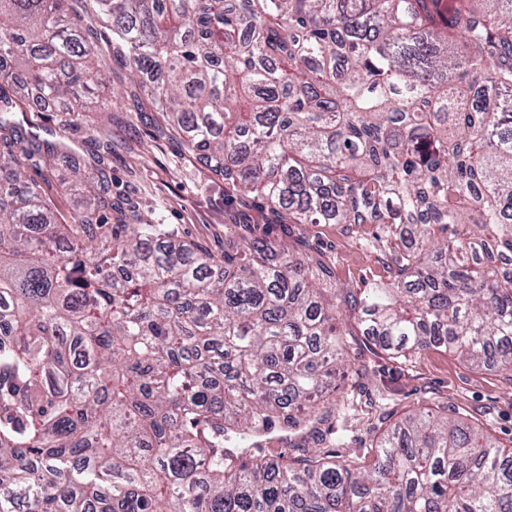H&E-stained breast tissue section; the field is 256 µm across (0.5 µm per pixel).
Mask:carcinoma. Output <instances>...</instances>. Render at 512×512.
<instances>
[{
  "label": "carcinoma",
  "instance_id": "carcinoma-1",
  "mask_svg": "<svg viewBox=\"0 0 512 512\" xmlns=\"http://www.w3.org/2000/svg\"><path fill=\"white\" fill-rule=\"evenodd\" d=\"M0 0V512H512V448L421 407L367 467L254 451L345 405L336 316L394 360L444 348L512 384V0ZM188 153L286 224H337L383 274L336 301L323 262L240 226L224 260L161 216L99 217L111 131L59 221L19 113L88 108L96 25Z\"/></svg>",
  "mask_w": 512,
  "mask_h": 512
}]
</instances>
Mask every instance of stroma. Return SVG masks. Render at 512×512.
Returning a JSON list of instances; mask_svg holds the SVG:
<instances>
[{"instance_id":"obj_1","label":"stroma","mask_w":512,"mask_h":512,"mask_svg":"<svg viewBox=\"0 0 512 512\" xmlns=\"http://www.w3.org/2000/svg\"><path fill=\"white\" fill-rule=\"evenodd\" d=\"M132 82L129 69L113 58L97 92L112 99V192L136 202L143 218L162 216L182 237L219 259L224 256L225 225L264 224L272 235L302 239L305 251L323 252L337 282L360 288L380 274L374 254L339 226L283 224L250 199L225 202L223 182L188 157L178 139H153L150 128L158 119L156 113L125 110L123 98ZM19 160L27 178L36 182L59 215L66 218L78 211L79 195L58 189L60 180L71 174L70 162H63L57 175L49 177L37 157L23 154ZM336 325L346 333L347 359L366 369L362 377L339 384V394L353 413L352 432L339 455L373 458L375 435L420 406L448 410L472 425L489 428L505 446H512V384L494 370L467 366L442 349L396 362L352 331L347 316H339Z\"/></svg>"}]
</instances>
